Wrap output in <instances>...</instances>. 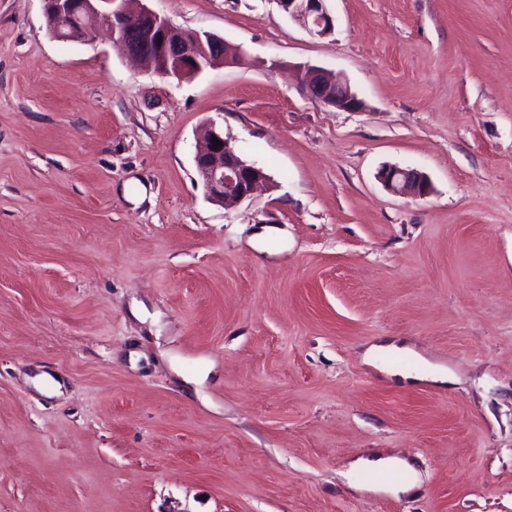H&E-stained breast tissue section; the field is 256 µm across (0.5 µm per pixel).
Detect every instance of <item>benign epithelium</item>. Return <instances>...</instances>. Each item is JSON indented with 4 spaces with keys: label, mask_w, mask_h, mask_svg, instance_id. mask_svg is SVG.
<instances>
[{
    "label": "benign epithelium",
    "mask_w": 512,
    "mask_h": 512,
    "mask_svg": "<svg viewBox=\"0 0 512 512\" xmlns=\"http://www.w3.org/2000/svg\"><path fill=\"white\" fill-rule=\"evenodd\" d=\"M51 34L62 40L89 42L104 25L122 54L150 62L165 75L191 79L222 59L232 66L244 62L242 53L218 36L187 30L149 9L142 0H42ZM280 10L311 34L324 37L334 30L326 0H276ZM300 91L348 112L361 110V101L347 85L334 82L314 66L298 72ZM218 139L215 146L212 139ZM194 164L208 198L223 205L240 204L269 182L263 168L244 160L224 132L210 123L197 145ZM384 187L394 193L423 197L430 191L425 173L392 165L379 172Z\"/></svg>",
    "instance_id": "benign-epithelium-1"
}]
</instances>
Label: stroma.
I'll use <instances>...</instances> for the list:
<instances>
[{
    "label": "stroma",
    "instance_id": "35a3bbf8",
    "mask_svg": "<svg viewBox=\"0 0 512 512\" xmlns=\"http://www.w3.org/2000/svg\"><path fill=\"white\" fill-rule=\"evenodd\" d=\"M143 2L244 64L179 80L0 0V512H512V0H328L326 37ZM211 121L269 189L207 198ZM383 342L452 383L365 363ZM374 453L419 486H353ZM297 86L300 91L322 103L348 112L361 110V101L348 85L334 82L329 73L314 66L300 68ZM384 187L394 193L410 197H423L430 191V182L425 173L414 169L392 165L379 172ZM394 353H402L407 356L413 357L417 361V367L412 370L399 371H394L389 368L383 367V370L387 371L389 375L399 376L406 380L430 381L441 384L448 383L450 381V376H448V372L439 369L436 366H433L421 355L411 350L408 346L400 347L394 344L372 345L366 351L365 358L368 362L377 363L379 362L380 357L386 358L388 356H393ZM356 469L385 473L399 470L403 475L402 482L395 487L396 492H407L416 487L418 474L414 467L405 460L397 458L360 459L353 465Z\"/></svg>",
    "mask_w": 512,
    "mask_h": 512
}]
</instances>
